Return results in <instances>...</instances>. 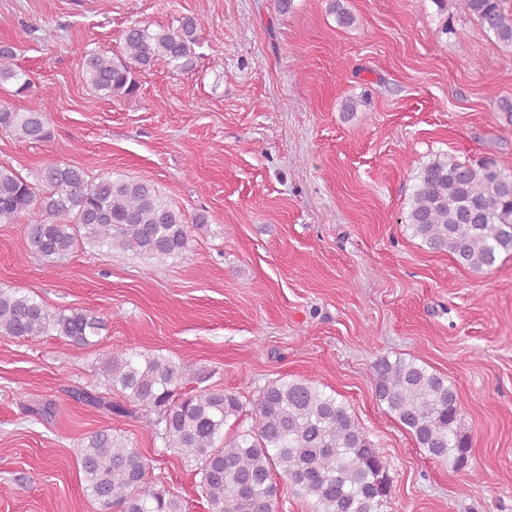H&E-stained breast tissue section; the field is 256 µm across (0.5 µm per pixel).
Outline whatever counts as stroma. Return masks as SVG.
<instances>
[{
    "instance_id": "obj_1",
    "label": "stroma",
    "mask_w": 512,
    "mask_h": 512,
    "mask_svg": "<svg viewBox=\"0 0 512 512\" xmlns=\"http://www.w3.org/2000/svg\"><path fill=\"white\" fill-rule=\"evenodd\" d=\"M0 0V41L51 102L54 137L0 134V163L32 177L50 160L89 178L155 183L204 214L179 257L112 254L81 242L49 264L24 221L0 224V289L48 308L109 315L97 345L0 336V512H100L77 448L112 429L152 461L189 512H209L191 463L150 433L149 410L107 416L74 399L101 394L108 350L159 353L252 401L278 378L344 400L385 456V512H512V256L458 266L412 237L404 217L420 165L439 154L512 171V48L459 0ZM201 22L198 61L159 62L131 98L93 101L84 51L110 55L133 21ZM29 97L0 89V105ZM356 109L344 111L346 100ZM417 360L451 383L471 437L468 468L427 458L374 394L379 356ZM52 403L43 421L26 413Z\"/></svg>"
}]
</instances>
